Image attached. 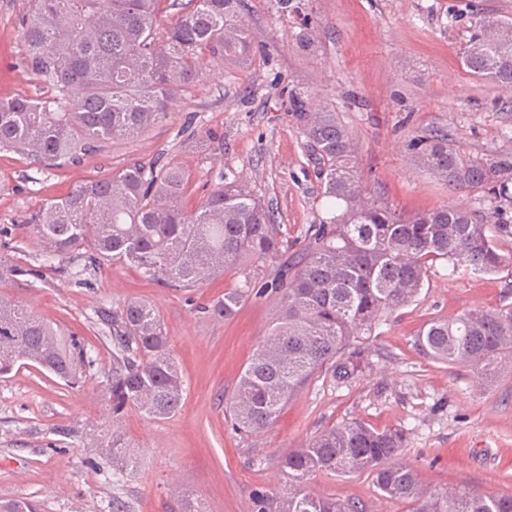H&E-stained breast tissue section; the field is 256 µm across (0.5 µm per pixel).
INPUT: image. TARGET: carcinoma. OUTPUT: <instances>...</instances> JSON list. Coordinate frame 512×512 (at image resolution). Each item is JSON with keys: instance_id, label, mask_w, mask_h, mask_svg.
<instances>
[{"instance_id": "obj_1", "label": "carcinoma", "mask_w": 512, "mask_h": 512, "mask_svg": "<svg viewBox=\"0 0 512 512\" xmlns=\"http://www.w3.org/2000/svg\"><path fill=\"white\" fill-rule=\"evenodd\" d=\"M178 10L159 28L158 13ZM245 0H29L21 20L25 64L53 82L48 98L0 99V149L46 166L76 164L108 140L132 138L164 119L182 89L195 82L208 56L227 67L253 57L243 20ZM463 66L479 80L512 91V19L481 12L467 27ZM290 111L310 149L324 196L344 202L331 224H312L296 263L277 278L259 279L288 248L265 199L239 177L225 178L193 210L185 206L190 174L179 164L129 165L76 186L25 220L46 257L77 285L89 264L131 266L168 288H195L231 274L214 312L229 319L254 293L272 290L278 316L243 367L227 406L242 435L263 432L324 370L342 382L361 369L359 338L392 312L410 305L428 271L446 260L472 274L512 267V225L484 224L463 206L404 218L361 185L356 149L336 113L306 108L291 96ZM417 165L456 190L489 188L509 197L495 165L457 152L444 136L411 143ZM13 228H0V279L32 273L4 259L15 248ZM112 375L105 400L112 435L103 448L112 467L132 471L139 458L117 430L131 407L154 420L174 416L184 400L183 377L170 351L159 309L131 300L113 324ZM436 362L468 366L482 380L512 358V308L468 310L432 320L415 341ZM34 365L75 384L94 359L28 306L0 297V375ZM405 435L359 421L331 427L278 457L280 487L257 489L252 512H358L345 500L311 489L319 475L365 474L381 494L409 512H512V495L466 488L433 490L400 461Z\"/></svg>"}]
</instances>
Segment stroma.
Returning a JSON list of instances; mask_svg holds the SVG:
<instances>
[{"mask_svg": "<svg viewBox=\"0 0 512 512\" xmlns=\"http://www.w3.org/2000/svg\"><path fill=\"white\" fill-rule=\"evenodd\" d=\"M247 3L258 49L252 61L228 70L204 59L198 82L145 133L54 169L1 149L0 225L23 223L46 201L128 165L172 161L192 174L190 208L222 177L247 179L287 227L283 257L292 259L308 227L333 215L290 112L293 92L309 108L336 112L353 136L363 186L396 213L461 204L484 223L512 225L511 202L485 189H450L408 149L411 140L446 135L512 184V97L471 77L460 54L471 16L493 10L512 18V0H299L297 14L280 12L274 0ZM27 10L28 0H0V98L53 91L24 62ZM304 13L314 22L309 48L300 44ZM11 260L31 272L1 281L0 293L78 340L94 365L74 385L30 365L0 377V501L28 500L38 512H178L188 495L206 512H252L254 490L281 482L280 454L355 419L403 430L402 459L431 488L512 494V364L480 383L470 368L430 360L414 347L428 320L512 307V270L461 274L434 262L416 301L365 338L357 378L342 385L326 375L313 379L272 427L243 437L224 417L226 402L277 314L276 294L250 297L226 319L213 306L234 286L230 276L175 289L105 262L88 271L89 286H78L24 235ZM132 299L159 308L185 393L169 419L125 414L119 427L141 462L118 472L100 450L113 425L103 397L112 372L107 317ZM312 488L350 499L359 512H406L364 474L321 475Z\"/></svg>", "mask_w": 512, "mask_h": 512, "instance_id": "35a3bbf8", "label": "stroma"}]
</instances>
